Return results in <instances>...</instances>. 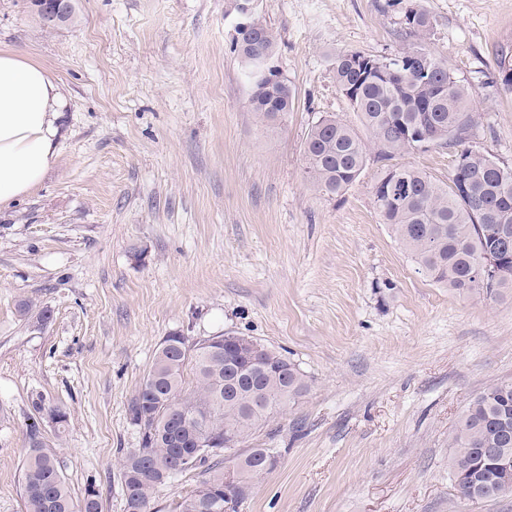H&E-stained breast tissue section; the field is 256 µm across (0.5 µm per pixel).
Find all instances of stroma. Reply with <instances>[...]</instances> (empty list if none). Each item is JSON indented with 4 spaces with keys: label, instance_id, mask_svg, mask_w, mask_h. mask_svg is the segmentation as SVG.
I'll return each instance as SVG.
<instances>
[{
    "label": "stroma",
    "instance_id": "35a3bbf8",
    "mask_svg": "<svg viewBox=\"0 0 512 512\" xmlns=\"http://www.w3.org/2000/svg\"><path fill=\"white\" fill-rule=\"evenodd\" d=\"M404 2L430 14V50L473 90L472 144L512 166V90L496 66L512 57V0ZM254 5L296 93L269 131L248 107L233 0H76L52 31L29 0H0V51L42 65L67 96L55 169L0 209V512H24L34 391L70 414L46 435L74 498L92 486L101 512H124L121 452L139 440L127 403L157 348L227 332L308 381L246 440L278 464L238 512H512V494L459 499L448 474L468 401L512 382V297L458 295L417 272L374 207L383 163L333 198L304 172L312 122L356 121L336 53L390 58L411 39L375 0ZM455 154L394 162L444 181Z\"/></svg>",
    "mask_w": 512,
    "mask_h": 512
}]
</instances>
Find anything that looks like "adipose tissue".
Returning <instances> with one entry per match:
<instances>
[{
  "instance_id": "1",
  "label": "adipose tissue",
  "mask_w": 512,
  "mask_h": 512,
  "mask_svg": "<svg viewBox=\"0 0 512 512\" xmlns=\"http://www.w3.org/2000/svg\"><path fill=\"white\" fill-rule=\"evenodd\" d=\"M66 96L39 64L0 51V206L30 194L55 168Z\"/></svg>"
}]
</instances>
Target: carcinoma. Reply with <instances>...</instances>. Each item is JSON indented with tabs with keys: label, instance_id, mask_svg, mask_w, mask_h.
Instances as JSON below:
<instances>
[{
	"label": "carcinoma",
	"instance_id": "carcinoma-1",
	"mask_svg": "<svg viewBox=\"0 0 512 512\" xmlns=\"http://www.w3.org/2000/svg\"><path fill=\"white\" fill-rule=\"evenodd\" d=\"M255 24V37L234 43L248 78L254 61L276 47L272 28L259 19ZM402 26L414 39L405 52L406 63L401 57L381 59L353 50L334 57L336 86L367 139L334 115L320 117L303 143L307 179L316 190L335 196L356 181L370 157L383 161L425 151L433 136L446 148H459L447 183L411 165L386 168L373 187L374 206L424 275L459 293L498 301L512 293V167L467 145L473 136L472 92L428 48L430 15L408 8ZM251 98V111L266 126L295 106V90L285 78L253 86ZM486 264L490 271L477 279V267ZM236 356L242 382L237 396L226 402L218 397L224 385V336L192 342L170 335L160 343L127 406L139 441L138 447L122 452L124 512H151L157 489L183 475L195 477V484L174 503L173 512H216L214 502L224 497V449L186 458L168 446L171 430L179 427L219 440L231 432L243 440L258 421L284 409L308 387L295 363L265 345L259 352L244 348ZM29 407L22 473L25 512H100L92 486L80 501L73 499L39 429L47 413L59 416L56 431L66 429L70 413L40 392L31 393ZM450 448L448 470L458 481L460 498H498L500 463L512 461V383L493 384L467 404ZM264 452L251 448L245 454L252 480L265 473Z\"/></svg>",
	"mask_w": 512,
	"mask_h": 512
}]
</instances>
